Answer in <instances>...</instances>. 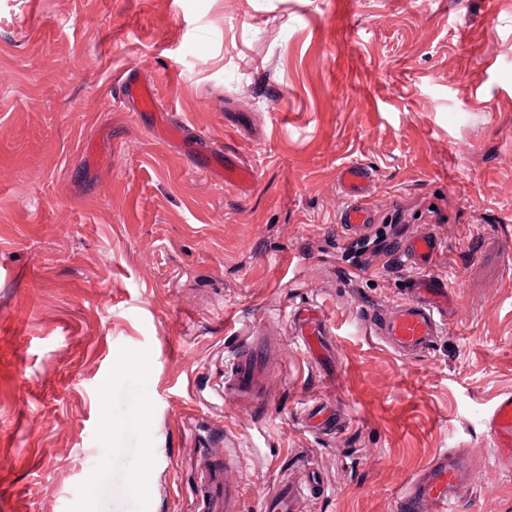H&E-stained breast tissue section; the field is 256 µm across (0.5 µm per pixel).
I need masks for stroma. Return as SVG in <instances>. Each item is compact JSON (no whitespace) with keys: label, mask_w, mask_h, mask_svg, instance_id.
Listing matches in <instances>:
<instances>
[{"label":"stroma","mask_w":512,"mask_h":512,"mask_svg":"<svg viewBox=\"0 0 512 512\" xmlns=\"http://www.w3.org/2000/svg\"><path fill=\"white\" fill-rule=\"evenodd\" d=\"M182 121L120 102L124 73ZM236 153L247 188L207 178ZM377 221L336 229V180ZM432 227L454 323L398 357L380 253ZM315 306V363L291 317ZM275 346L266 414L217 394L232 350ZM512 391V0H0V512H193L194 457L236 450L243 512L318 472L297 512H393L448 450L460 512H512L481 419ZM345 423L304 425L316 401ZM346 204L340 214L338 228L347 235H365L373 226L372 211L364 204L372 183V172L361 164L352 163L337 173Z\"/></svg>","instance_id":"stroma-1"}]
</instances>
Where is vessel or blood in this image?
<instances>
[{
    "mask_svg": "<svg viewBox=\"0 0 512 512\" xmlns=\"http://www.w3.org/2000/svg\"><path fill=\"white\" fill-rule=\"evenodd\" d=\"M122 98L137 100L147 109H157L158 99L153 85L126 75L118 81ZM211 172L224 183L240 188L250 185L252 170L233 159L215 161ZM346 204L340 214L338 228L347 235H364L373 225V214L365 205L372 183V173L363 165L352 163L337 173ZM442 249L433 229L400 239L394 253L410 274L403 281V298L388 310L372 309L366 318L371 334L403 357H412L429 350L447 330L456 310V291L447 277L436 274L434 263ZM295 333L312 357L325 351L327 323L314 308H304L294 315ZM269 341L263 336L248 337L234 352L224 371L222 393L246 410L266 408L270 382L267 355ZM308 426L333 430L336 426V406L323 402L307 415ZM484 427L497 449L496 464L512 471V393L501 395L484 418ZM232 452L216 453L209 448L198 449L195 456L197 475L194 512H242L237 486L227 477L236 466ZM468 467L454 453L443 452L433 457L423 471L395 499L394 512H454L457 493L469 480ZM295 491L281 485L267 496L263 512H293Z\"/></svg>",
    "mask_w": 512,
    "mask_h": 512,
    "instance_id": "vessel-or-blood-1",
    "label": "vessel or blood"
}]
</instances>
